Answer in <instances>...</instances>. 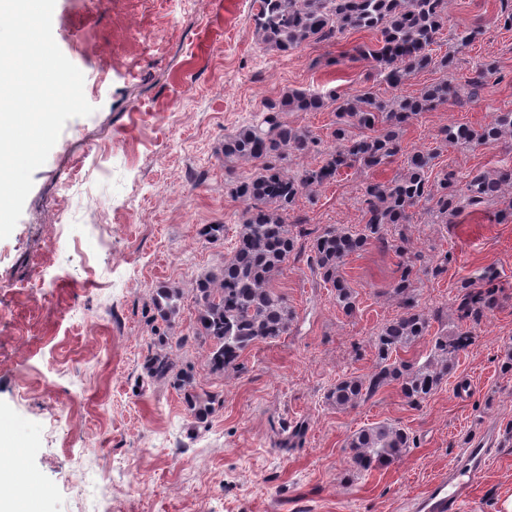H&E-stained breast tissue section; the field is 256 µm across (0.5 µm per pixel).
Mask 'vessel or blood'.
Listing matches in <instances>:
<instances>
[{
  "label": "vessel or blood",
  "instance_id": "obj_1",
  "mask_svg": "<svg viewBox=\"0 0 512 512\" xmlns=\"http://www.w3.org/2000/svg\"><path fill=\"white\" fill-rule=\"evenodd\" d=\"M487 467V449H462L448 472L438 477L419 498L413 499V512H459Z\"/></svg>",
  "mask_w": 512,
  "mask_h": 512
}]
</instances>
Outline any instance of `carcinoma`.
<instances>
[{"label": "carcinoma", "mask_w": 512, "mask_h": 512, "mask_svg": "<svg viewBox=\"0 0 512 512\" xmlns=\"http://www.w3.org/2000/svg\"><path fill=\"white\" fill-rule=\"evenodd\" d=\"M253 15L256 35L268 49L289 53L311 40H331L349 31H370L374 44H357L353 52L370 62L390 88L402 86L423 70L443 73L417 95L382 99L371 90L342 97L311 90H290L263 105L255 119L224 136V163L241 161L253 166L246 177L234 176L231 192L243 204L236 243L219 268L197 278L192 288L196 307L190 333L169 341L172 319L177 315L180 292L167 285L154 289L151 334L168 347L184 348L189 340L208 346V367L214 374L238 363L242 353L257 342L275 340L288 333L293 316L284 295L272 282L283 266L301 252L292 230L290 211L299 198L314 188L336 182L346 169H378L396 161L403 172L386 181L368 183L360 197L365 224L358 229L328 224L313 231L308 260L324 285L331 288L336 303L350 312L355 308L353 289L342 268L349 256L370 244L390 247L402 259L401 272L388 294L401 313L386 323L375 337L378 363L367 377L340 378L326 399L338 409L357 406L365 398L396 384L408 403L419 405L439 387L470 336H436L432 355L418 364L400 356L418 339L429 335L431 322L417 309L415 288L420 281L417 262L422 255L406 254L407 224L412 209L422 205L433 224H446L463 205L502 204L512 211V165L494 173H477L460 188L453 171L433 175L437 155L407 150L404 126L423 112H430L467 94L478 96L487 75L496 71L493 62L472 70L465 84L448 75L454 56H438L434 45L448 22V0H256ZM485 34L480 21L451 35L456 49H464ZM329 107L336 112L331 132L333 145L320 147V140L305 126L288 121L290 112H318ZM512 138V112H499L479 128L460 125L441 132V141L491 147ZM316 156V164L291 170V157ZM489 271L461 282L456 312L462 321H476L496 304L500 287ZM144 370L151 379L165 380L183 395L188 411L203 421L215 412L218 395L202 389L188 366L167 352L150 353ZM414 439L393 424L360 429L346 440L353 467L368 472L405 453Z\"/></svg>", "instance_id": "cac0c4a2"}]
</instances>
